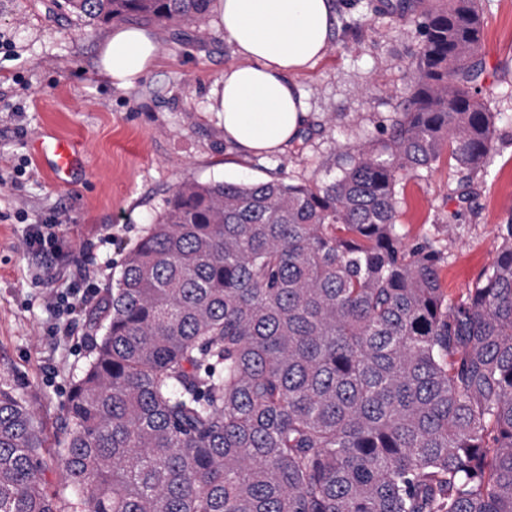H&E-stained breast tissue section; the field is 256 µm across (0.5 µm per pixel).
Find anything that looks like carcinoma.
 Here are the masks:
<instances>
[{
    "label": "carcinoma",
    "mask_w": 512,
    "mask_h": 512,
    "mask_svg": "<svg viewBox=\"0 0 512 512\" xmlns=\"http://www.w3.org/2000/svg\"><path fill=\"white\" fill-rule=\"evenodd\" d=\"M92 27L205 29L214 0H55ZM418 23L407 105L321 183L185 181L126 253L74 382L48 491L41 429L0 387V512H512V224L458 299L404 240L396 187L486 166L477 0Z\"/></svg>",
    "instance_id": "1"
}]
</instances>
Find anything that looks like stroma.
Here are the masks:
<instances>
[{"mask_svg":"<svg viewBox=\"0 0 512 512\" xmlns=\"http://www.w3.org/2000/svg\"><path fill=\"white\" fill-rule=\"evenodd\" d=\"M335 2L331 51L296 78L309 106L296 141L245 156L206 109L214 83L241 61L216 24L203 33L157 25L160 65L119 88L96 64L111 25H81L51 0H0V31L11 41L0 50V176L8 180L0 186V383L23 397L42 430L48 489L60 484L55 450L69 432V394L99 330L91 305L73 315L70 336L52 335L46 295L68 287L79 267L101 289L115 285L126 253L178 182L320 181L340 164L339 143L387 136L403 111L418 27L379 12L380 0ZM479 6L483 95L497 115L490 161L468 175L443 161L397 187L406 241L437 240L447 256L441 285L453 298L490 265L500 227L512 221V0ZM59 136L81 152L64 184L39 170L31 151ZM466 175L476 191L461 201L454 190ZM51 213L60 249L43 263L25 234Z\"/></svg>","mask_w":512,"mask_h":512,"instance_id":"stroma-1","label":"stroma"}]
</instances>
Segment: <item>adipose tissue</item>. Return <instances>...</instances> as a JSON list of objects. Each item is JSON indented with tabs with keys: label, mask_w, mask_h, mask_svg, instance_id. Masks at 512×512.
Wrapping results in <instances>:
<instances>
[{
	"label": "adipose tissue",
	"mask_w": 512,
	"mask_h": 512,
	"mask_svg": "<svg viewBox=\"0 0 512 512\" xmlns=\"http://www.w3.org/2000/svg\"><path fill=\"white\" fill-rule=\"evenodd\" d=\"M217 25L240 64L224 70L210 91L208 109L224 140L243 154L284 150L309 109L295 78L320 59L332 36V0H217ZM159 55L155 32L128 25L114 29L100 51L99 73L131 86Z\"/></svg>",
	"instance_id": "adipose-tissue-1"
}]
</instances>
